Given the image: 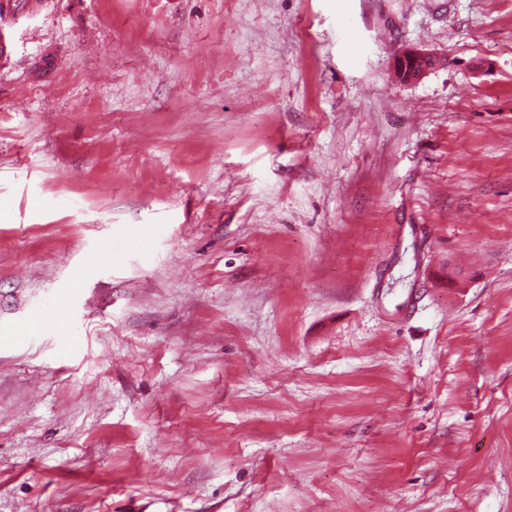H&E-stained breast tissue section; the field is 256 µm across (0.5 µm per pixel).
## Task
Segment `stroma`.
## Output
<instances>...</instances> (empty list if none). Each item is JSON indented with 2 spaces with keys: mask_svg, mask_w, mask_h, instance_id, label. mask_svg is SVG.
<instances>
[{
  "mask_svg": "<svg viewBox=\"0 0 512 512\" xmlns=\"http://www.w3.org/2000/svg\"><path fill=\"white\" fill-rule=\"evenodd\" d=\"M5 21L0 512H512V0ZM432 58V56L422 50L417 49H409L399 55L394 62V68L398 69L399 72L406 73L404 80L407 82L417 81L419 80L427 71L426 68L417 69L414 67V63L416 60L428 59ZM409 60L411 62V67L408 69L406 65V61Z\"/></svg>",
  "mask_w": 512,
  "mask_h": 512,
  "instance_id": "1",
  "label": "stroma"
}]
</instances>
